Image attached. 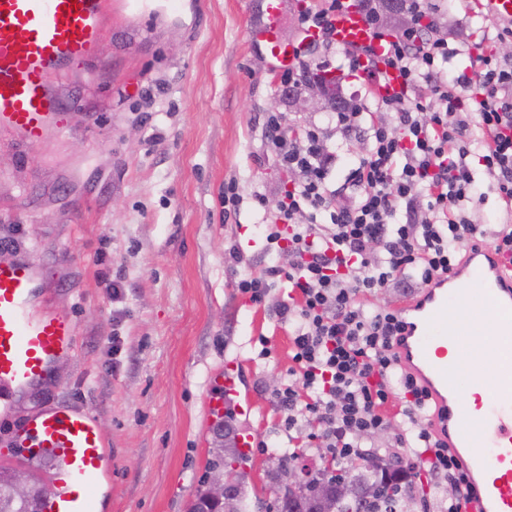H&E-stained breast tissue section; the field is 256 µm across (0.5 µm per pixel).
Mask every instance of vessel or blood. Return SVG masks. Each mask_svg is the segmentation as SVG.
<instances>
[{"label": "vessel or blood", "mask_w": 512, "mask_h": 512, "mask_svg": "<svg viewBox=\"0 0 512 512\" xmlns=\"http://www.w3.org/2000/svg\"><path fill=\"white\" fill-rule=\"evenodd\" d=\"M482 16L512 20V0H474ZM112 0H0V133L33 148L60 133L63 104L55 83L78 63L98 57L112 18ZM128 20L168 15L172 0H122ZM285 0H264L265 25L254 31L276 67L292 68L300 44L283 42L279 20ZM332 38L344 51L384 48L355 0L330 19ZM405 329L393 351L400 367L426 388L435 404L430 422L449 447L465 454L477 494L472 512H512V260L471 239L465 255L424 295L398 308ZM491 328L477 342V320ZM76 324L49 309L40 269L27 260L0 259V415L13 399L46 381L53 367L71 355ZM467 352L449 359V348ZM495 368L492 382L481 369ZM209 401L212 420L226 403L239 414L250 410L237 383V366L217 373ZM486 389L475 408L467 401ZM23 434L37 456L59 467L58 494L44 512H96L95 486L110 465L103 436L89 412L67 405L41 411L26 421Z\"/></svg>", "instance_id": "b4317fda"}]
</instances>
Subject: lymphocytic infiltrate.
<instances>
[{
	"instance_id": "obj_1",
	"label": "lymphocytic infiltrate",
	"mask_w": 512,
	"mask_h": 512,
	"mask_svg": "<svg viewBox=\"0 0 512 512\" xmlns=\"http://www.w3.org/2000/svg\"><path fill=\"white\" fill-rule=\"evenodd\" d=\"M344 2L300 8V31L314 27L320 35L295 68L280 72L279 91L299 90L317 73H331L318 53L334 48L330 19ZM360 2L379 34H391L385 64L401 72L406 89L396 97L373 95L368 104L350 99L337 112L342 136L363 123L369 132L341 205L329 187L336 154L326 132L312 125L291 134L281 113H269L265 140L292 185L265 227L267 253L287 255L288 266L244 276L237 288L259 303L279 282L289 286L276 315L288 328L293 366L271 397L284 432L318 427L322 450L341 465L356 457L369 434L388 427L384 408L398 401L396 442L417 447L413 474L445 480L451 489L446 512H462L473 499L470 479L431 428L427 390L393 353L401 317L388 306L366 307L362 299L428 287L448 273L461 243L472 238L512 257V62L483 50L470 56L479 78L447 70L460 50L442 35L428 0H401L416 24L391 32L376 0ZM481 176L488 183L484 192ZM490 192L503 215L496 229L479 222Z\"/></svg>"
}]
</instances>
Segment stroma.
Returning <instances> with one entry per match:
<instances>
[{
    "label": "stroma",
    "mask_w": 512,
    "mask_h": 512,
    "mask_svg": "<svg viewBox=\"0 0 512 512\" xmlns=\"http://www.w3.org/2000/svg\"><path fill=\"white\" fill-rule=\"evenodd\" d=\"M437 4L464 68V48L492 23L469 0ZM262 21L263 0H180L177 17L134 26L115 12L97 61L60 83L64 132L32 150L0 134V257L38 265L50 307L77 325L74 354L0 418V461L19 455L9 441L37 412L89 411L111 459L97 512H186L213 446L209 377L228 359L252 404L233 414L234 431L259 442L247 452L249 493L274 496L270 446L288 439L271 394L292 365L276 308L288 290L258 304L236 282L264 272L258 226L290 183L266 153V113L297 130L334 121L328 98L302 107L278 94L270 58L249 37ZM230 182L245 200L228 217Z\"/></svg>",
    "instance_id": "1"
}]
</instances>
